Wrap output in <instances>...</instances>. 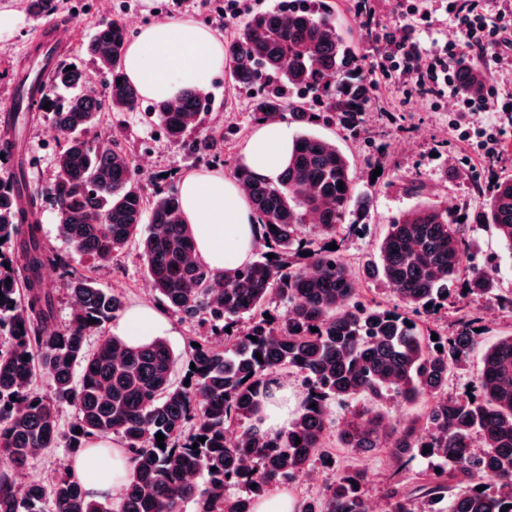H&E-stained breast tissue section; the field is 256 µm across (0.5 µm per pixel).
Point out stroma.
<instances>
[{
	"mask_svg": "<svg viewBox=\"0 0 512 512\" xmlns=\"http://www.w3.org/2000/svg\"><path fill=\"white\" fill-rule=\"evenodd\" d=\"M337 25L350 39L372 89V101L358 135L335 125L314 126L316 136L331 141L350 160L357 194L369 196L367 227L356 234L342 229L336 240L351 262H359L373 251L390 221L412 208L435 205L465 216L464 232L470 255L476 262L495 260L497 286L512 292V255L501 247L492 225L477 223V189H490L500 178L512 177V66L494 51L477 58L487 73L482 109H462L458 96L447 85L420 93L414 77L384 68L389 40L406 38L429 52L457 43L462 34L448 12V0H333ZM9 25L0 32V110L14 103L15 80L27 59L33 57L44 21L31 15L24 0H16ZM59 15L65 18L57 43L54 65L75 63L88 73L99 92H106L108 77L87 56L83 43L106 21L116 20L130 33L168 18H186L210 28L223 41H231L235 25L225 24L224 0H60ZM208 110L198 119L199 132L218 131L224 139L217 147L224 153L226 175H234L238 147L254 125L255 100L250 88L238 86L229 71H221L207 91ZM151 102H140L131 112H104L88 140L109 134L127 152L147 199L175 191L185 172L211 167L209 153L196 151L191 141L170 140L154 117ZM61 140L51 113H33L22 129L20 157L26 159L29 187L43 191L55 176V157ZM422 183L421 193L407 189L410 181ZM41 236L57 257L47 264L44 277L55 291L54 329L68 325L72 300L67 290V268L73 267L97 279L100 287L119 293L125 303L157 305L136 245H129L111 260L97 264L77 254L60 232L53 206L42 202ZM166 342L174 357L172 377L181 381L186 372L192 340L206 330L198 324L170 316ZM345 411L330 409L328 449L338 465L352 464L366 470L365 487L370 504H385V492L394 466L385 454L354 456L336 445V428Z\"/></svg>",
	"mask_w": 512,
	"mask_h": 512,
	"instance_id": "obj_1",
	"label": "stroma"
}]
</instances>
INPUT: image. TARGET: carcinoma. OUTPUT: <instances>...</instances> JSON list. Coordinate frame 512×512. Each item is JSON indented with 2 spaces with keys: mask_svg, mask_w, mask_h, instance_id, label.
I'll return each instance as SVG.
<instances>
[{
  "mask_svg": "<svg viewBox=\"0 0 512 512\" xmlns=\"http://www.w3.org/2000/svg\"><path fill=\"white\" fill-rule=\"evenodd\" d=\"M29 7L42 18L58 11L56 0H30ZM127 43L126 27L113 20L86 45L109 75L105 102L86 93L87 76L77 65L55 69L51 79L72 90L64 105L49 91L37 101L17 92L15 111L47 103L63 135L58 174L45 196L77 253L105 262L134 242L168 310L214 335L240 329L229 347L205 338L191 347L187 363L195 369H186L187 386L172 381L173 355L162 339L134 347L105 336L97 348L87 347L85 336L124 308L120 295L91 276L71 274V319L64 329H49L55 298L42 276L50 256L40 235V196L29 190L18 161L15 176L0 180V333L10 339L0 350V456L9 461L0 470V512H44L47 501L51 512H183L187 501L196 512H252L254 499L276 484L295 483L313 462L334 468L325 448L330 406L357 402L365 407L338 431V447L355 456L384 452L399 471L418 457L439 461L441 472L417 473L412 487L390 484L388 512H512V334L483 349L472 395L450 397L448 376L481 343L478 316L464 313L436 340L424 322L459 283L472 302L512 308V296L498 293L495 268L466 260L464 223L434 205L405 212L362 265L361 273L383 281L406 313L363 298L342 249H329L342 224L362 229L370 199L355 194L348 157L306 128L321 121L356 132L371 103L330 0L256 13L224 45L233 80L262 86L254 119H287L303 131L278 182L239 172L265 250L221 276L196 257L178 194L147 203L129 155L108 139L83 137L105 107L127 112L140 102L121 68ZM485 84L479 65L460 62V95L479 97ZM205 103L202 93L188 89L176 102L154 103L153 114L179 140L197 126ZM15 128L4 122L0 155L16 149ZM476 218L494 226L512 255V178L478 192ZM146 222L151 229L143 235ZM277 302L288 304L287 315L265 318ZM283 368L301 378L306 397L297 417L270 439L254 420ZM39 371L50 378L49 397L32 390ZM388 399L423 407L397 429L367 407ZM65 406L76 410L66 435L59 426ZM111 434L129 452L130 474L117 502L88 498L70 473L48 484L18 482L42 450L63 440L77 454L88 440ZM365 484L363 469L343 468L321 495L303 501L302 512H369ZM234 486L245 495L229 500L224 491Z\"/></svg>",
  "mask_w": 512,
  "mask_h": 512,
  "instance_id": "obj_1",
  "label": "carcinoma"
}]
</instances>
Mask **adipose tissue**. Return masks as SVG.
Listing matches in <instances>:
<instances>
[{
	"instance_id": "ef3b65f1",
	"label": "adipose tissue",
	"mask_w": 512,
	"mask_h": 512,
	"mask_svg": "<svg viewBox=\"0 0 512 512\" xmlns=\"http://www.w3.org/2000/svg\"><path fill=\"white\" fill-rule=\"evenodd\" d=\"M225 63L224 44L210 29L170 18L140 27L122 66L141 98L159 101L177 99L190 87L207 90ZM293 142L287 123L258 124L240 147L239 167L252 177L277 181ZM179 195L201 262L220 274L252 260L259 237L257 220L238 178L218 167L192 170L183 177ZM169 328L157 308L135 303L114 319L112 334L136 346L167 335ZM271 389L273 397L265 402L257 427L272 438L293 420L303 398L282 378L275 379ZM71 470L91 498L110 499L127 479L128 452L111 439L94 440L73 458Z\"/></svg>"
}]
</instances>
